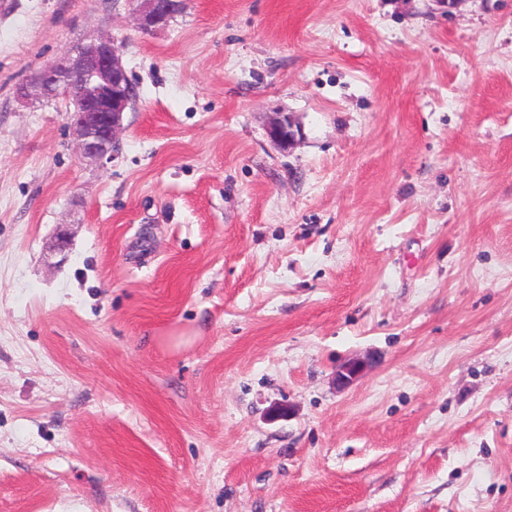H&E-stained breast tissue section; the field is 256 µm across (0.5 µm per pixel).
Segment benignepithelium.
<instances>
[{"mask_svg": "<svg viewBox=\"0 0 512 512\" xmlns=\"http://www.w3.org/2000/svg\"><path fill=\"white\" fill-rule=\"evenodd\" d=\"M181 8L180 0H141L139 25L144 30L167 25ZM135 86L122 56L108 35L76 47V55L64 56L46 65L17 92L22 100H44L65 95L73 109L67 111L68 126L77 140L81 157L100 165L111 162L119 148L123 114L130 110ZM277 145L291 146L299 129L291 117L279 112L268 126ZM363 365L344 364L336 375L341 384L359 378Z\"/></svg>", "mask_w": 512, "mask_h": 512, "instance_id": "1", "label": "benign epithelium"}]
</instances>
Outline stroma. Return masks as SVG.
Listing matches in <instances>:
<instances>
[{
  "instance_id": "35a3bbf8",
  "label": "stroma",
  "mask_w": 512,
  "mask_h": 512,
  "mask_svg": "<svg viewBox=\"0 0 512 512\" xmlns=\"http://www.w3.org/2000/svg\"><path fill=\"white\" fill-rule=\"evenodd\" d=\"M135 7L0 0V512H512V0ZM179 0H141L138 24L144 30L166 26L181 8ZM75 51V56L46 65L19 87L17 96L44 100L66 92L73 106L66 113L67 124L81 157L104 165L116 156L123 114L132 106L135 86L111 36L101 35ZM276 115L268 126V135L277 145L289 148L299 135V129L287 113L276 112Z\"/></svg>"
}]
</instances>
